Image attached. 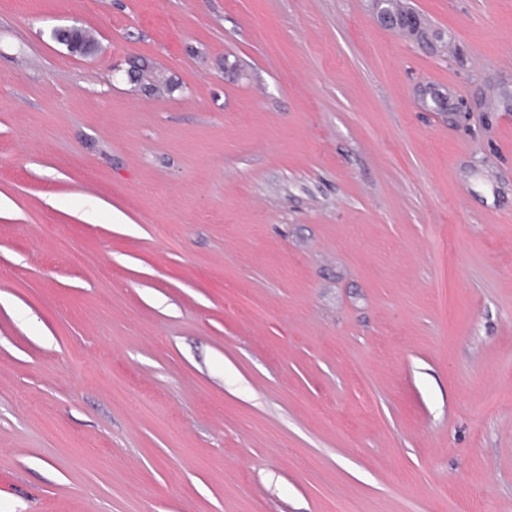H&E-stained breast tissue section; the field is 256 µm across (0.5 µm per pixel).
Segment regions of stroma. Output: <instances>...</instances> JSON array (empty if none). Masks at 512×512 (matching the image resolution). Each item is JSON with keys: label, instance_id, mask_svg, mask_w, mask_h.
<instances>
[{"label": "stroma", "instance_id": "35a3bbf8", "mask_svg": "<svg viewBox=\"0 0 512 512\" xmlns=\"http://www.w3.org/2000/svg\"><path fill=\"white\" fill-rule=\"evenodd\" d=\"M0 477L512 512V0H0ZM55 38L66 45L72 53L92 52L95 49V42L88 33L83 30L59 31L55 33Z\"/></svg>", "mask_w": 512, "mask_h": 512}]
</instances>
